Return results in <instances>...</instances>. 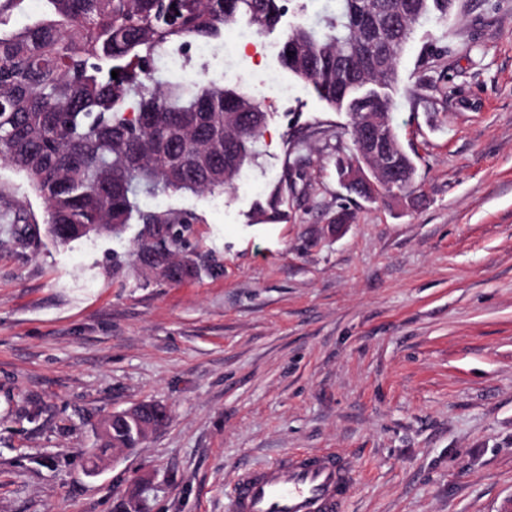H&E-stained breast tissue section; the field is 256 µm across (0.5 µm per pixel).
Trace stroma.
<instances>
[{
  "label": "stroma",
  "instance_id": "1",
  "mask_svg": "<svg viewBox=\"0 0 512 512\" xmlns=\"http://www.w3.org/2000/svg\"><path fill=\"white\" fill-rule=\"evenodd\" d=\"M320 7L224 73L268 114L232 191L146 203L189 219L198 278L133 268L135 224L53 241L0 165V512H229L287 448L358 462L344 512H512V0L415 30L392 114L414 192L376 201L338 176L346 113L278 61ZM142 401L166 423L88 476L102 420Z\"/></svg>",
  "mask_w": 512,
  "mask_h": 512
}]
</instances>
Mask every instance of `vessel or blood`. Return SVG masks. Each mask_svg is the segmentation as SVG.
Here are the masks:
<instances>
[{"label": "vessel or blood", "mask_w": 512, "mask_h": 512, "mask_svg": "<svg viewBox=\"0 0 512 512\" xmlns=\"http://www.w3.org/2000/svg\"><path fill=\"white\" fill-rule=\"evenodd\" d=\"M359 466L333 448L290 451L274 462L239 472L233 512H342Z\"/></svg>", "instance_id": "1"}]
</instances>
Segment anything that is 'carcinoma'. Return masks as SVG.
Wrapping results in <instances>:
<instances>
[{
    "label": "carcinoma",
    "mask_w": 512,
    "mask_h": 512,
    "mask_svg": "<svg viewBox=\"0 0 512 512\" xmlns=\"http://www.w3.org/2000/svg\"><path fill=\"white\" fill-rule=\"evenodd\" d=\"M24 2L0 0V163L44 200L54 241L118 235L134 222L136 257L147 269L152 256L168 269L166 282L197 277L200 265L177 253L184 221L142 200L232 189L256 158L267 112L218 80L160 76L154 62L220 38L240 16L272 31L284 0H42L41 18L4 28ZM455 2L336 0L316 24L284 33L280 64L347 113L349 161L373 167L360 197L413 188L416 165L392 123L398 69L415 28L432 15L447 19ZM371 112L383 113L390 169L357 141ZM147 439L134 421L107 416L88 472L107 464V451Z\"/></svg>",
    "instance_id": "cac0c4a2"
}]
</instances>
